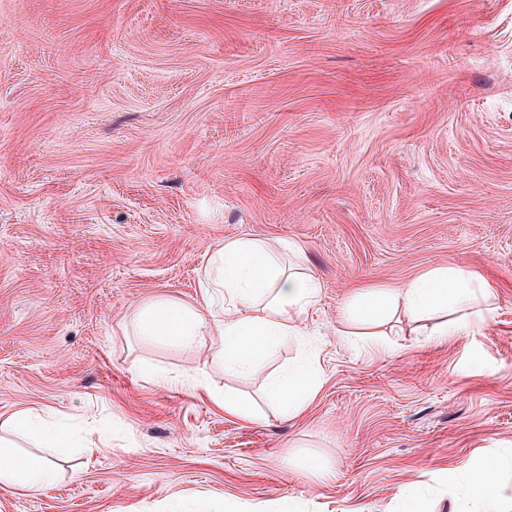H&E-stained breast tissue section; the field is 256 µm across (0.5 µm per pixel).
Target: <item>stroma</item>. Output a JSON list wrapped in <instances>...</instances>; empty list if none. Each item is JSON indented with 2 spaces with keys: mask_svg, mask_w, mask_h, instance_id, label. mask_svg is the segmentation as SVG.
<instances>
[{
  "mask_svg": "<svg viewBox=\"0 0 512 512\" xmlns=\"http://www.w3.org/2000/svg\"><path fill=\"white\" fill-rule=\"evenodd\" d=\"M239 237L294 244L321 295L228 382L217 337L133 318L198 303ZM441 265L495 293L463 333L347 323ZM308 350L287 420L265 380ZM30 410L91 438L9 433L56 478L0 512H483L492 454L512 512V0H0V420ZM209 394L218 402L224 405V412L230 416L238 418H251L255 413L247 403L243 402L237 396L230 392H224L221 395L219 392L209 391ZM504 468V462L492 455L486 457L468 475L469 495L485 507L484 512H502L499 510L498 481Z\"/></svg>",
  "mask_w": 512,
  "mask_h": 512,
  "instance_id": "35a3bbf8",
  "label": "stroma"
}]
</instances>
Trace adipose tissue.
<instances>
[{"label":"adipose tissue","mask_w":512,"mask_h":512,"mask_svg":"<svg viewBox=\"0 0 512 512\" xmlns=\"http://www.w3.org/2000/svg\"><path fill=\"white\" fill-rule=\"evenodd\" d=\"M287 244L270 247L259 239L234 238L209 253L196 305L159 299L142 309L137 329L149 339H171L184 347L204 337H218L224 352V373L234 378L251 375L285 338L302 333L300 321L320 296L319 281L310 273L287 272L281 254ZM492 298V289L472 272L456 266H437L399 288L358 293L348 316L373 325L393 320L418 323L436 318L432 333L445 336L468 329L469 317L449 322L448 313L475 307ZM320 387L314 359L305 358L271 377L267 396L280 403L281 414L297 416ZM0 437V488L51 485L52 465L13 454ZM505 468L495 455L486 457L468 475V492L484 512H500L498 481Z\"/></svg>","instance_id":"ef3b65f1"}]
</instances>
